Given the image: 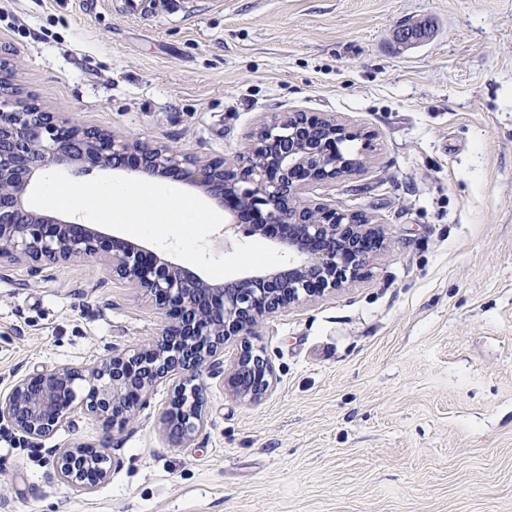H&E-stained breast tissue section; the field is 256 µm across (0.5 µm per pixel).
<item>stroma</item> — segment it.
Masks as SVG:
<instances>
[{
	"label": "stroma",
	"instance_id": "obj_1",
	"mask_svg": "<svg viewBox=\"0 0 512 512\" xmlns=\"http://www.w3.org/2000/svg\"><path fill=\"white\" fill-rule=\"evenodd\" d=\"M0 0V56L48 112L234 157L282 112L364 132L311 198L383 225L360 278L265 319L254 403L205 376V430L172 444L159 381L135 418L33 445L0 425V512H512V0ZM163 316L97 261L0 267V394L145 343ZM111 448L90 493L48 449Z\"/></svg>",
	"mask_w": 512,
	"mask_h": 512
}]
</instances>
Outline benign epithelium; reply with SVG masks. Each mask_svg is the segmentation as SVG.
Here are the masks:
<instances>
[{
  "instance_id": "1",
  "label": "benign epithelium",
  "mask_w": 512,
  "mask_h": 512,
  "mask_svg": "<svg viewBox=\"0 0 512 512\" xmlns=\"http://www.w3.org/2000/svg\"><path fill=\"white\" fill-rule=\"evenodd\" d=\"M10 72L0 59V263H24L31 273L94 259L112 280L142 291L167 325L131 349L107 348L88 366H61L26 374L0 396V423L32 443L55 434L81 410L109 428L134 417L139 402L170 372L180 373L162 424L188 445L204 430V374L224 372L225 386L255 402L274 386V369L250 337L266 318L325 290H336L367 270L385 243L383 229L359 211L337 209L305 196L358 169L340 155V140L356 131L304 112L275 116L251 135L234 159L202 160L173 145L149 144L47 112L4 94ZM125 163L141 176L174 179L194 187L234 214L251 218L247 233L288 252V266L212 282L132 241L78 224L61 214L32 209L27 193L43 171L81 170ZM236 343L229 367L220 354ZM55 476L93 491L111 474L108 448L82 444L50 448Z\"/></svg>"
}]
</instances>
